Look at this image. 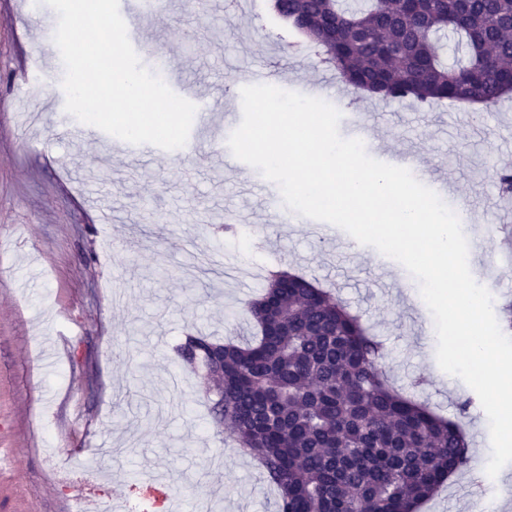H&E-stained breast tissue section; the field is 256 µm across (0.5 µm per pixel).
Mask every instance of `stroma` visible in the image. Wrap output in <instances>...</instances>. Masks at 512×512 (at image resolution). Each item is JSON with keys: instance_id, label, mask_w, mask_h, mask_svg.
I'll return each instance as SVG.
<instances>
[{"instance_id": "35a3bbf8", "label": "stroma", "mask_w": 512, "mask_h": 512, "mask_svg": "<svg viewBox=\"0 0 512 512\" xmlns=\"http://www.w3.org/2000/svg\"><path fill=\"white\" fill-rule=\"evenodd\" d=\"M119 0L140 33L143 65L165 52L169 79L215 121L249 72L274 64L276 87L300 94L332 80L324 99L343 138H368L415 161L420 182L451 174L476 216L499 221L491 174L512 167V100L479 106L358 98L334 68L296 48L267 0H167L162 10ZM56 12L29 15L0 0V512H273L277 491L252 458L224 441L196 374L174 347L201 330L248 340L247 303L264 267L315 278L361 315L382 343L392 384L461 422L474 452L420 512H472L467 486L491 455L483 408L461 413L472 390L436 360L432 315L417 280L370 246L353 253L318 239L273 208L280 191L227 159L210 138L180 151L113 154L86 140L64 108L63 64L17 79L18 58L52 40ZM232 230H225V222Z\"/></svg>"}]
</instances>
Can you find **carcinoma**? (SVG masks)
I'll list each match as a JSON object with an SVG mask.
<instances>
[{"label": "carcinoma", "instance_id": "1", "mask_svg": "<svg viewBox=\"0 0 512 512\" xmlns=\"http://www.w3.org/2000/svg\"><path fill=\"white\" fill-rule=\"evenodd\" d=\"M271 9L359 96L421 105L512 93V0H271ZM456 34L464 58L445 63ZM246 342L186 334L224 440L277 490L275 512H417L470 465L459 424L396 390L360 316L302 274L270 271L248 302Z\"/></svg>", "mask_w": 512, "mask_h": 512}]
</instances>
